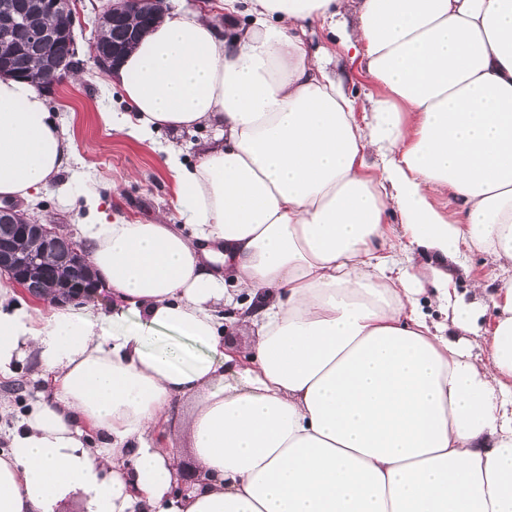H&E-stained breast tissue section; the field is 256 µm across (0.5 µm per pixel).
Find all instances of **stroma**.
<instances>
[{
  "label": "stroma",
  "instance_id": "1",
  "mask_svg": "<svg viewBox=\"0 0 512 512\" xmlns=\"http://www.w3.org/2000/svg\"><path fill=\"white\" fill-rule=\"evenodd\" d=\"M108 0H77L81 14L74 28L80 67L63 84L46 90L50 112L66 129L72 144L69 167L43 192L36 218L59 227L81 223L88 215L86 193L99 195L111 217L151 223L166 218L176 224L174 180L155 145L105 124L106 112L125 109L118 91L104 81L90 48L94 24Z\"/></svg>",
  "mask_w": 512,
  "mask_h": 512
}]
</instances>
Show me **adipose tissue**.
Masks as SVG:
<instances>
[{
    "label": "adipose tissue",
    "mask_w": 512,
    "mask_h": 512,
    "mask_svg": "<svg viewBox=\"0 0 512 512\" xmlns=\"http://www.w3.org/2000/svg\"><path fill=\"white\" fill-rule=\"evenodd\" d=\"M337 47L380 88L365 104ZM104 76L113 127L216 143L161 148L181 223L77 225L113 314L0 282V377L31 357L48 382L4 433L0 512H512V0H212ZM71 152L38 87L0 77V199L34 201ZM472 253L493 268L468 302L450 268ZM486 306L487 362L453 337ZM176 401L186 491L157 437ZM213 135V132L209 129L183 131L180 134L162 131L158 140L174 139L181 142L185 148L186 159L195 161L199 153L211 144Z\"/></svg>",
    "instance_id": "ef3b65f1"
}]
</instances>
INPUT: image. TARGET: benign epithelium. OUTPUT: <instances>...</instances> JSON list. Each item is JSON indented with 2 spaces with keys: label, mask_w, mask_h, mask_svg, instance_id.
Listing matches in <instances>:
<instances>
[{
  "label": "benign epithelium",
  "mask_w": 512,
  "mask_h": 512,
  "mask_svg": "<svg viewBox=\"0 0 512 512\" xmlns=\"http://www.w3.org/2000/svg\"><path fill=\"white\" fill-rule=\"evenodd\" d=\"M40 8L51 17H61L64 24L35 31L28 26L25 14L17 12L12 17V27L0 37L16 42H41L52 46L60 39L73 45L76 12L71 0H41ZM166 0H112L99 17V24L110 23L126 33L127 41L134 43L154 17L165 14ZM71 55L62 54L54 59L51 82L58 84L72 72ZM60 233L57 228L27 219L15 212L11 205L0 207V274L8 277L20 290L39 304L68 301H90L96 297L94 281H85L74 289L65 283L55 291L37 293L31 288L32 272L43 263L56 259L55 242Z\"/></svg>",
  "instance_id": "1"
}]
</instances>
